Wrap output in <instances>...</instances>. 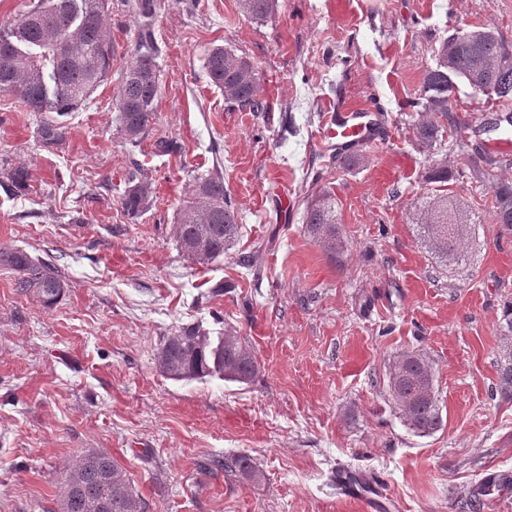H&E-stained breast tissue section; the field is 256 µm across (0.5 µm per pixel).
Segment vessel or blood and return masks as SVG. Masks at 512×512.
Returning a JSON list of instances; mask_svg holds the SVG:
<instances>
[{
  "label": "vessel or blood",
  "instance_id": "1",
  "mask_svg": "<svg viewBox=\"0 0 512 512\" xmlns=\"http://www.w3.org/2000/svg\"><path fill=\"white\" fill-rule=\"evenodd\" d=\"M394 129L375 102L342 103L327 113L321 138L336 154L352 156L391 141ZM337 512H388L391 503L381 477L349 468L336 472Z\"/></svg>",
  "mask_w": 512,
  "mask_h": 512
}]
</instances>
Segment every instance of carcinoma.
Listing matches in <instances>:
<instances>
[{"instance_id": "1", "label": "carcinoma", "mask_w": 512, "mask_h": 512, "mask_svg": "<svg viewBox=\"0 0 512 512\" xmlns=\"http://www.w3.org/2000/svg\"><path fill=\"white\" fill-rule=\"evenodd\" d=\"M241 11L264 19L278 11L279 0H238ZM140 22L134 61L122 76L115 96L118 132L124 143L138 147L148 136L149 123L161 96L155 45L148 18L153 0H138ZM108 0H38L20 15L7 32L0 31V93L15 96L29 112H54L65 116L84 106L112 71V36L105 16ZM437 66L425 72L421 83L423 111L414 124L417 141L428 157L427 179L446 182L452 177L448 159L436 152L440 118H449L448 93L454 80L492 94L499 107L481 113L467 125L470 134L460 136L461 148H469L484 164V174L499 167L501 159L478 140L501 123L512 125V43L483 29L457 31L438 49ZM204 67L224 100L252 112L264 111L262 86L252 62L222 46L205 54ZM38 135L45 144L63 138V126L46 120ZM29 172L17 164L4 170L0 187L9 194L27 189ZM493 219L501 231L512 234V183L491 182ZM152 201L146 181L131 180L120 197L125 213L135 217ZM424 223L416 225L419 239L434 253L440 268L457 272L470 261L475 225L457 198L422 197L417 201ZM304 232L326 254L336 257L347 250L337 224L336 206L325 192L316 195L305 211ZM238 216L224 191V177L216 172L198 174L189 185L171 233L181 252L198 265H207L235 243L240 234ZM0 267L17 273L18 294L51 308L69 287L68 277L56 264L20 250L0 247ZM499 327L504 344L497 363L496 392L512 401V301L504 306ZM157 365L178 381L201 380L220 374L224 380L249 384L260 365L253 350L238 334L227 330L212 339L198 325L186 326L160 344ZM388 400L404 425L417 436H429L443 426L442 407L436 389V372L421 351L407 350L389 360ZM224 471L259 482L263 471L247 456L224 461ZM61 494L55 508L46 512H148L129 475L112 455L101 449L82 451L60 475ZM512 497V472L494 480L470 483L460 493L456 512H481L485 502Z\"/></svg>"}]
</instances>
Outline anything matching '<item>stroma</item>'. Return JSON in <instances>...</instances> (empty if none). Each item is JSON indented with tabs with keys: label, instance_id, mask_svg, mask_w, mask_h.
I'll return each mask as SVG.
<instances>
[{
	"label": "stroma",
	"instance_id": "obj_1",
	"mask_svg": "<svg viewBox=\"0 0 512 512\" xmlns=\"http://www.w3.org/2000/svg\"><path fill=\"white\" fill-rule=\"evenodd\" d=\"M134 0H111L112 72L65 134L42 143L43 117L0 94V166L24 163L30 190L0 191V247L64 266L52 309L18 295L0 267V512L53 507L59 473L85 448L127 471L149 512H325L337 469L383 475L405 512H455L464 487L512 470V401L495 397L498 322L512 300L489 182L450 178L479 224L468 275L439 274L416 235L425 183L413 130L424 73L456 29L512 41V0H279L265 20L237 0H154L162 96L148 144H123L115 95L134 60ZM221 45L250 59L266 108L226 103L204 68ZM379 100L394 143L337 168L318 133L325 103ZM169 137L179 152L154 155ZM278 169L293 206L280 213L265 174ZM218 172L241 235L207 265L183 256L171 227L194 175ZM153 203L130 219L119 198L129 174ZM325 189L348 242L331 258L303 231ZM85 223H73L76 215ZM258 258L252 281L240 257ZM224 290L212 293L216 283ZM202 325L237 332L257 353L250 384L214 376L177 381L155 364L163 337ZM422 350L432 362L444 424L410 432L385 392L389 359ZM245 455L265 473H226Z\"/></svg>",
	"mask_w": 512,
	"mask_h": 512
}]
</instances>
